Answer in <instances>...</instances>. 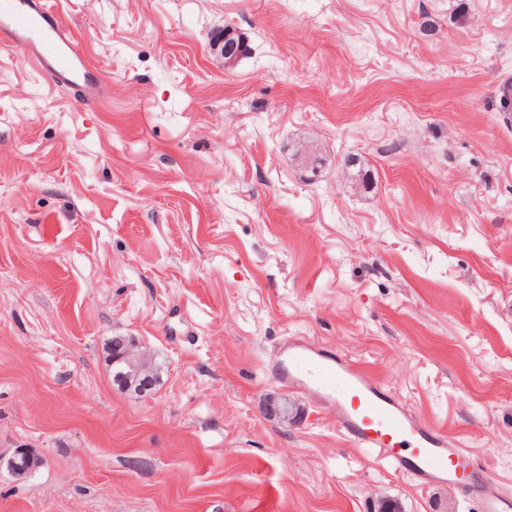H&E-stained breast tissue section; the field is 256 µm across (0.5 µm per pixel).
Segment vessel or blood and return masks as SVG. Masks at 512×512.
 Listing matches in <instances>:
<instances>
[{
  "label": "vessel or blood",
  "instance_id": "1",
  "mask_svg": "<svg viewBox=\"0 0 512 512\" xmlns=\"http://www.w3.org/2000/svg\"><path fill=\"white\" fill-rule=\"evenodd\" d=\"M0 46L22 49L78 102L92 105L106 94L99 69L52 0H0ZM271 366L282 386L334 410L342 435L375 451L394 472L412 476L422 486L451 476L453 451L438 429L413 415L346 356L290 337L274 349Z\"/></svg>",
  "mask_w": 512,
  "mask_h": 512
}]
</instances>
